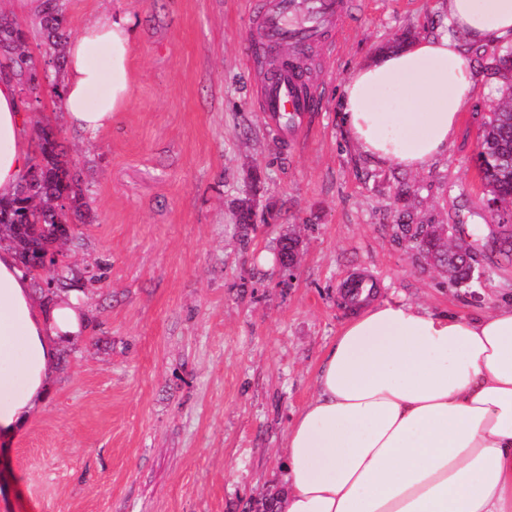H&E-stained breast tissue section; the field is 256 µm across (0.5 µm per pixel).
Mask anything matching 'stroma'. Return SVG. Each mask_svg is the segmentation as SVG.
Masks as SVG:
<instances>
[{"instance_id": "35a3bbf8", "label": "stroma", "mask_w": 512, "mask_h": 512, "mask_svg": "<svg viewBox=\"0 0 512 512\" xmlns=\"http://www.w3.org/2000/svg\"><path fill=\"white\" fill-rule=\"evenodd\" d=\"M349 2L344 38L308 52L318 108L286 142L245 56L258 0H64L69 37L128 14L131 100L94 135L51 101L29 112L30 131L56 129L84 195L69 261L106 280L81 294L89 329L60 350L45 403L0 442V512H247L281 484L288 426L352 314L347 283L366 275L375 300L463 315L512 297L475 166L507 82L501 40L473 54L477 89L447 155L422 171L376 166L346 137L340 83L397 37L442 28L446 3ZM403 214L472 231L484 284H450L411 252L392 230ZM288 234L300 240L289 286L277 267Z\"/></svg>"}]
</instances>
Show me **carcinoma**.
<instances>
[{"label":"carcinoma","mask_w":512,"mask_h":512,"mask_svg":"<svg viewBox=\"0 0 512 512\" xmlns=\"http://www.w3.org/2000/svg\"><path fill=\"white\" fill-rule=\"evenodd\" d=\"M64 4L62 0H50L47 12L42 17L47 32V54L61 59L63 36ZM0 54L5 62L0 75L16 78L26 86L35 99L58 98L61 85L56 79H37L32 57L26 50V33L6 16L0 14ZM42 164L31 168L22 177L14 197L0 198V235L6 237L17 249L24 272L33 280L43 279V273L33 264V259L49 253L56 264L55 275L58 286L72 288L81 282L95 287L104 279L101 270H79L60 263L62 245L69 239L59 233L58 224L72 221L81 215L83 197L76 190V181L66 161L58 151V145L49 140L46 128L37 133ZM480 152L477 170L482 184L488 188V195L500 197V202L512 205V89L505 97V103L491 113L480 137ZM69 200L67 212L57 211V200ZM417 232L428 238L427 257L448 265V281L453 285L468 286L479 283L480 268L476 262L468 264L455 262L449 252L452 243L417 226Z\"/></svg>","instance_id":"cac0c4a2"}]
</instances>
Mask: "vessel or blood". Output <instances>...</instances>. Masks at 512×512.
I'll return each mask as SVG.
<instances>
[{
  "label": "vessel or blood",
  "instance_id": "b4317fda",
  "mask_svg": "<svg viewBox=\"0 0 512 512\" xmlns=\"http://www.w3.org/2000/svg\"><path fill=\"white\" fill-rule=\"evenodd\" d=\"M347 13L343 0H262L255 38L264 48L288 43L319 42L330 29L342 30ZM258 108L273 127L295 133L314 109V96L301 58L268 76L260 89Z\"/></svg>",
  "mask_w": 512,
  "mask_h": 512
}]
</instances>
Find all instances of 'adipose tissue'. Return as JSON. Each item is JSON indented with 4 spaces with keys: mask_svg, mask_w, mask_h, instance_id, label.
<instances>
[{
    "mask_svg": "<svg viewBox=\"0 0 512 512\" xmlns=\"http://www.w3.org/2000/svg\"><path fill=\"white\" fill-rule=\"evenodd\" d=\"M446 27L370 58L342 83L349 141L376 165L447 155L477 89L465 51L512 39V0H447ZM133 29L108 13L70 41L61 109L86 133L130 100ZM28 119L0 81V197L29 168ZM86 331L77 293L39 300L0 246V439L42 405L61 347ZM278 512H512V301L476 316L362 303L291 422Z\"/></svg>",
    "mask_w": 512,
    "mask_h": 512,
    "instance_id": "adipose-tissue-1",
    "label": "adipose tissue"
}]
</instances>
